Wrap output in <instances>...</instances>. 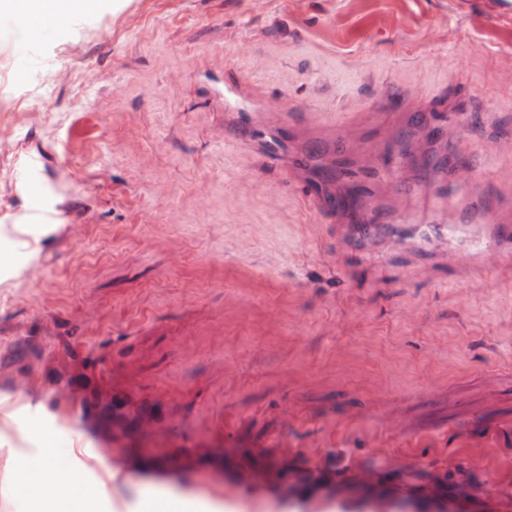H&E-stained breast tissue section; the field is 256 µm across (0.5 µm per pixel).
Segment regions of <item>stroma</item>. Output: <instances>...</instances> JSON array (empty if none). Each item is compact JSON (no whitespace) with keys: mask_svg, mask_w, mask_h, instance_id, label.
I'll list each match as a JSON object with an SVG mask.
<instances>
[{"mask_svg":"<svg viewBox=\"0 0 512 512\" xmlns=\"http://www.w3.org/2000/svg\"><path fill=\"white\" fill-rule=\"evenodd\" d=\"M72 16L34 34L0 15V512L40 457L131 505L156 472L202 494L495 488L512 512V258L475 271L457 240L344 234L209 90L247 82L289 152L395 159L393 184L352 181L359 203L397 214L396 184L444 152L512 210V13L84 0ZM95 456L121 482L100 487Z\"/></svg>","mask_w":512,"mask_h":512,"instance_id":"1","label":"stroma"}]
</instances>
